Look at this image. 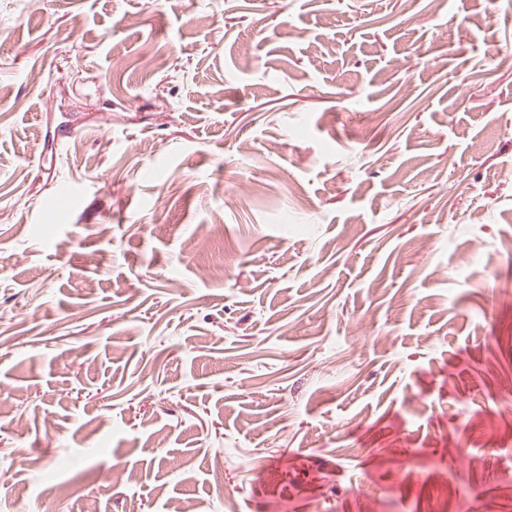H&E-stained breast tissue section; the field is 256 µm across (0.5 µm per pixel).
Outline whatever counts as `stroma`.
<instances>
[{
	"mask_svg": "<svg viewBox=\"0 0 512 512\" xmlns=\"http://www.w3.org/2000/svg\"><path fill=\"white\" fill-rule=\"evenodd\" d=\"M492 46L507 0H0V512H512Z\"/></svg>",
	"mask_w": 512,
	"mask_h": 512,
	"instance_id": "obj_1",
	"label": "stroma"
}]
</instances>
